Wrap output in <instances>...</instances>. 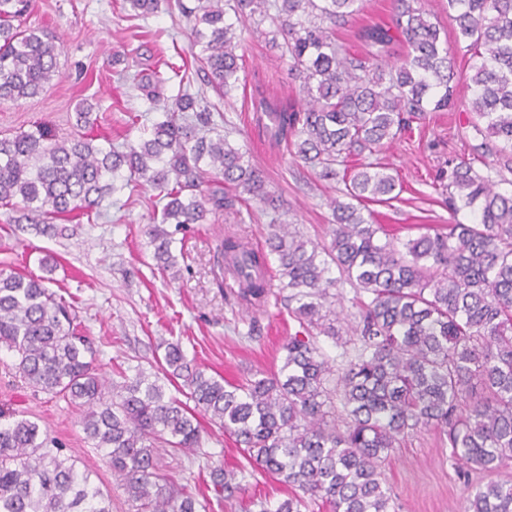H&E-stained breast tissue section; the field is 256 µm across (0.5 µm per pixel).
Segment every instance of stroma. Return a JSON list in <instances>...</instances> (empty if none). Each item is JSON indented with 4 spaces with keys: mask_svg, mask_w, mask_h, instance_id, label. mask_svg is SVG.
<instances>
[{
    "mask_svg": "<svg viewBox=\"0 0 512 512\" xmlns=\"http://www.w3.org/2000/svg\"><path fill=\"white\" fill-rule=\"evenodd\" d=\"M421 3L455 52L460 106L451 112L426 113L400 139L373 156L399 178L404 190L389 203L370 202L366 208L374 223L385 225L402 243L457 220L471 222L468 211L455 215L448 211L435 182L447 171L449 160L476 157L482 142L462 109L473 95L472 61L465 41L457 37L448 0ZM391 23V0H364L362 10L337 27L336 41L371 66L375 60L359 31ZM26 24L55 36L61 51L59 74L38 97L0 102L1 136L32 132L43 125L57 139L70 138L78 132L76 107L85 100L93 104L96 117L86 135L138 142L149 134L159 115L148 111L132 74L159 72L166 79L161 91L171 96L177 92L171 69L190 56L191 22L164 5L153 15L137 18L124 0H32ZM242 37L240 87L231 104H222L202 75L194 76L191 88L202 91L207 104L218 105L224 114L218 133L247 152L269 190L279 197V210L264 211L239 201L234 212L207 214L203 223L185 233L181 275L170 280L153 268L147 231L156 197L150 187L117 190L89 215L63 222L62 233L53 236L22 228L16 222L17 212L0 207V269L40 276L42 258H54L57 267L49 287L77 306L78 328L92 341L107 382L120 381L139 369L152 372L163 357L166 341L180 342L187 358L207 374L234 382L259 370L279 368L285 355L283 343L301 330L286 301L273 299L266 307L253 308L217 284L222 276L218 245L225 233L246 237L262 249L271 225L283 222L303 239L326 243L333 222L329 201L338 197L340 189L339 183L321 180L311 167L294 160L286 144H275L259 122L254 101L264 98L301 106L300 82L280 49L252 21L244 22ZM355 296V289L343 284L330 297L344 344L326 337L319 340L321 349L339 365L345 353L355 350L350 342L359 311ZM12 363V355L1 349L0 408L36 421L75 459L78 469L90 470L93 483L111 497L112 512H134L118 477L86 438L79 410L34 391L15 374ZM201 426V447L184 453L160 451L161 476L191 492L206 490V512H243L250 496L266 499L272 507L287 499L288 486L275 476L246 467L239 448L218 427L206 420ZM238 465L243 468L240 480L245 496L225 499L207 491L215 469ZM382 472L400 512H465L468 485L482 479L481 474L466 473L432 428L406 437L385 460Z\"/></svg>",
    "mask_w": 512,
    "mask_h": 512,
    "instance_id": "35a3bbf8",
    "label": "stroma"
}]
</instances>
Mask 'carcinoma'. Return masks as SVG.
I'll list each match as a JSON object with an SVG mask.
<instances>
[{"instance_id":"1","label":"carcinoma","mask_w":512,"mask_h":512,"mask_svg":"<svg viewBox=\"0 0 512 512\" xmlns=\"http://www.w3.org/2000/svg\"><path fill=\"white\" fill-rule=\"evenodd\" d=\"M127 2L138 17L159 9V0ZM361 4L197 0L188 8L176 0L194 21L191 54L226 100L239 88L242 60L226 10L269 24L303 99L299 110L258 101L270 138L293 144L296 158L344 185L341 198L330 202L327 245L284 224L272 225L266 252L235 233L221 243V269L247 305L268 303L269 255L276 257L275 277L297 303L292 314L305 330L284 343L280 368L229 383L168 342L160 368L166 379L183 380L187 401L166 396L159 377L142 370L108 391L72 304L42 278L0 270V345L30 386L83 410L86 437L122 477L135 512H205L194 495L161 480L155 462L161 444L183 452L201 447L199 414L234 439L249 465L295 489L273 510L252 501L248 512H304L319 500L330 512H399L381 464L401 440L428 427L442 429L452 455L488 477L470 492L468 512H512V483L493 479L512 462V193L494 191L472 162L450 160L448 207L470 211L473 221L402 245L380 240L384 229L364 216L365 202H389L399 183L361 156L395 140L424 113L452 108L456 61L419 0H393L394 27L408 52L395 65L367 71L335 39L336 26ZM29 6L30 0H0V101L37 97L58 73L55 36L17 24ZM448 9L478 59L468 106L472 128L501 141L498 167L512 171V0H448ZM363 38L378 57L394 41L383 27L366 29ZM173 74L179 89L170 97L158 91L161 77L134 75L163 120L124 151L84 136L54 141L44 128L1 137L0 206L22 209L35 233L55 235L54 220L98 207L125 170L126 184L143 180L158 191L161 224L175 225L148 229L164 275L178 265L176 232L202 223L212 210L232 208L225 189L276 208L246 153L221 134L209 136L212 113L189 91L188 70ZM212 172L214 187L205 189ZM343 282L368 300L360 301L353 331L356 354L338 374L317 337L339 335L327 302ZM213 485L226 498L245 491L234 469L214 472ZM0 512H112V503L37 422L0 409Z\"/></svg>"}]
</instances>
